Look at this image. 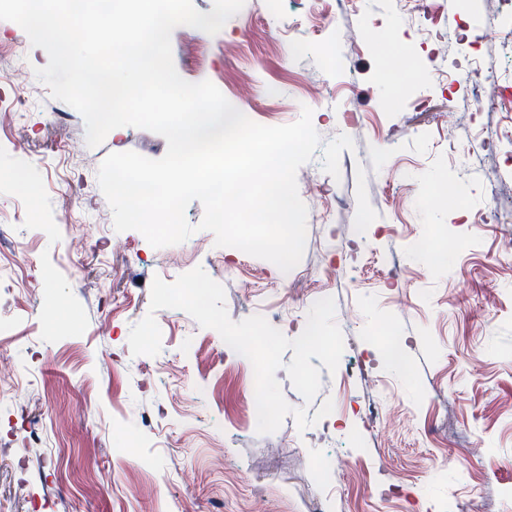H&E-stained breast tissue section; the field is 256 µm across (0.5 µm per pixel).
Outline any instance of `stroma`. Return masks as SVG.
<instances>
[{
	"instance_id": "obj_1",
	"label": "stroma",
	"mask_w": 512,
	"mask_h": 512,
	"mask_svg": "<svg viewBox=\"0 0 512 512\" xmlns=\"http://www.w3.org/2000/svg\"><path fill=\"white\" fill-rule=\"evenodd\" d=\"M323 7L245 0L216 35H171L179 75L253 122L313 111L321 145L297 183L324 192L303 199L305 249L286 273L207 231L159 249L116 232L101 163L161 158L166 140L125 126L88 146L82 116L35 75L46 51L0 20V365L18 380L0 396V512H315L330 492L327 512H456L459 495L512 512V0H337L314 26ZM390 49L414 73L397 90ZM198 266L233 321L271 317L291 339L307 318H276L282 294L333 298L342 368L362 364L371 384L324 368L308 403L278 370L292 407L334 408L261 434L242 408L251 363L184 311L154 312L159 354L132 355L153 279ZM379 385L397 416L382 429L357 417ZM428 454L451 462L429 469Z\"/></svg>"
}]
</instances>
